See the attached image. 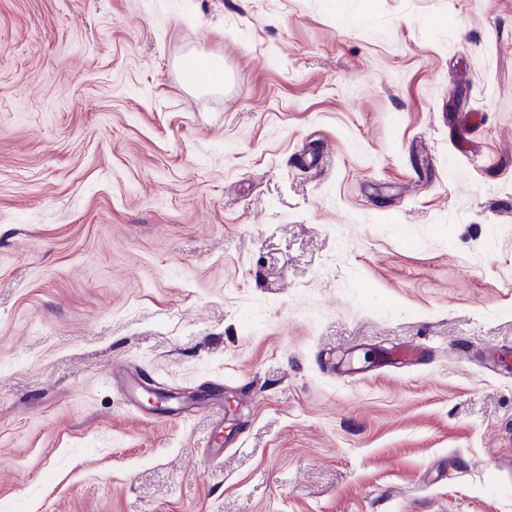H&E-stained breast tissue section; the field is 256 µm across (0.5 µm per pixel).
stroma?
Listing matches in <instances>:
<instances>
[{"label":"stroma","instance_id":"obj_1","mask_svg":"<svg viewBox=\"0 0 512 512\" xmlns=\"http://www.w3.org/2000/svg\"><path fill=\"white\" fill-rule=\"evenodd\" d=\"M0 512H512V0H0Z\"/></svg>","mask_w":512,"mask_h":512}]
</instances>
